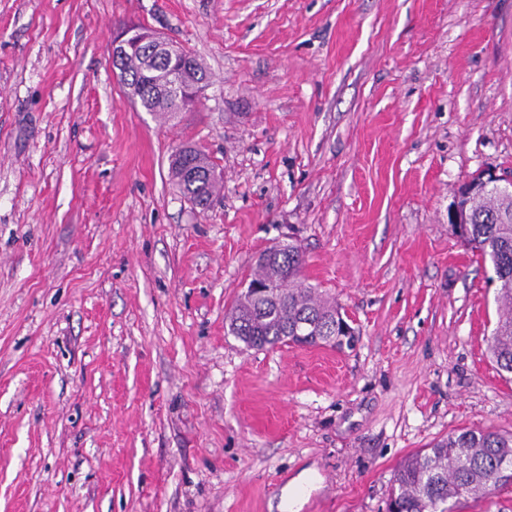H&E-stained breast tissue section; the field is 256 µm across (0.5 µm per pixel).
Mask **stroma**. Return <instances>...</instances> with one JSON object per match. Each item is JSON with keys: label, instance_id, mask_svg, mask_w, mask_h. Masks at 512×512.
Wrapping results in <instances>:
<instances>
[{"label": "stroma", "instance_id": "obj_1", "mask_svg": "<svg viewBox=\"0 0 512 512\" xmlns=\"http://www.w3.org/2000/svg\"><path fill=\"white\" fill-rule=\"evenodd\" d=\"M210 84L162 119L129 24ZM219 165L206 209L169 157ZM512 172V0H0V512H387L401 461L512 432L459 186ZM293 241L354 349L224 315ZM139 47L124 65V76L121 79L130 94L137 98L141 106L148 112L166 118L177 106L170 96L167 74L170 68L180 67L187 76L197 83V91L207 86L208 75L198 59L190 52L179 49L180 53L167 62L155 63L140 48L150 45L159 56L166 53L174 55L178 50L167 39L155 31L141 26H129L112 38V69L121 78V58L132 48Z\"/></svg>", "mask_w": 512, "mask_h": 512}]
</instances>
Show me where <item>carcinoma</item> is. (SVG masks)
I'll return each instance as SVG.
<instances>
[{"instance_id": "obj_1", "label": "carcinoma", "mask_w": 512, "mask_h": 512, "mask_svg": "<svg viewBox=\"0 0 512 512\" xmlns=\"http://www.w3.org/2000/svg\"><path fill=\"white\" fill-rule=\"evenodd\" d=\"M182 69L207 86L208 75L198 59L186 50L167 62L155 63L142 50L128 57L123 84L148 112L166 118L175 107L167 74ZM170 174L181 194L205 207L218 190L214 164L202 152L180 148L172 155ZM512 202L487 193L471 200L462 240L490 262L498 279L500 316L490 341V353L499 371L512 374ZM304 257L297 246L280 252L274 260L258 266L254 276L279 281L284 298L279 305H265L240 295L224 316L229 331L252 348L290 341L297 345H330L350 348L340 326V309L328 296L306 283ZM508 475L497 487L512 485V434L462 428L448 434L425 452L407 456L399 465L391 493L400 512H453L464 497L490 493L492 475Z\"/></svg>"}]
</instances>
